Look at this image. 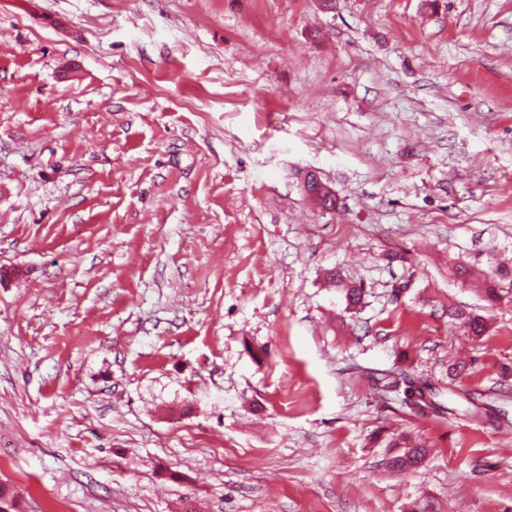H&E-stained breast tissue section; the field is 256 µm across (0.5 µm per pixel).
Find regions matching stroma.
<instances>
[{
	"instance_id": "1",
	"label": "stroma",
	"mask_w": 512,
	"mask_h": 512,
	"mask_svg": "<svg viewBox=\"0 0 512 512\" xmlns=\"http://www.w3.org/2000/svg\"><path fill=\"white\" fill-rule=\"evenodd\" d=\"M459 260L512 263V0H0L22 512H512V399L461 398L512 396V302L453 328ZM402 435L429 454L393 471ZM448 320L455 328L467 333L468 336H473L475 339L486 336L490 329L487 317L474 309L454 303L448 306ZM405 383L407 387L404 390L403 402L408 409L413 411L418 416H423L425 411L429 409H434L436 411L441 410V405L436 404L433 400L436 393L432 388L424 387L428 391L427 397L423 388L416 387L413 382H407L406 380Z\"/></svg>"
}]
</instances>
